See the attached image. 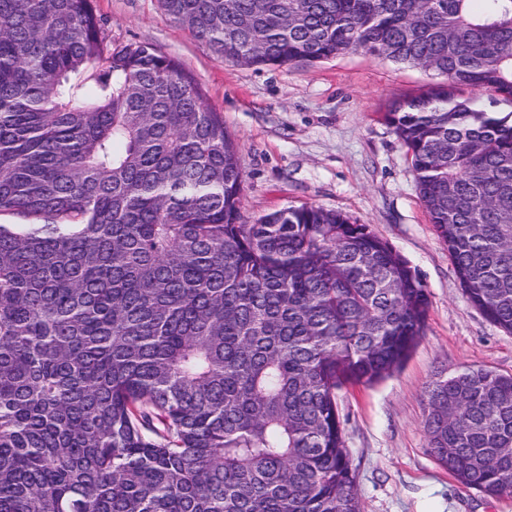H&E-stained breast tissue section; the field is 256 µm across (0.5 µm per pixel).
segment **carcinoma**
Returning a JSON list of instances; mask_svg holds the SVG:
<instances>
[{
  "instance_id": "1",
  "label": "carcinoma",
  "mask_w": 512,
  "mask_h": 512,
  "mask_svg": "<svg viewBox=\"0 0 512 512\" xmlns=\"http://www.w3.org/2000/svg\"><path fill=\"white\" fill-rule=\"evenodd\" d=\"M224 62L432 70L392 102L469 301L512 333V0H158ZM224 117L94 0H0V512H361L337 391L399 368L429 296L367 224L245 219ZM423 427L512 496V375L440 371Z\"/></svg>"
}]
</instances>
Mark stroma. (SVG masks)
<instances>
[{
  "mask_svg": "<svg viewBox=\"0 0 512 512\" xmlns=\"http://www.w3.org/2000/svg\"><path fill=\"white\" fill-rule=\"evenodd\" d=\"M109 44H151L175 58L221 112L254 219L286 207L339 211L416 270L429 294L424 336L404 366L338 394L362 512H512V497L462 489L432 456L423 393L438 370L512 374V334L468 300L429 223L405 151L381 115L440 82L434 72L352 51L313 64L256 69L218 59L158 0H95Z\"/></svg>",
  "mask_w": 512,
  "mask_h": 512,
  "instance_id": "1",
  "label": "stroma"
}]
</instances>
